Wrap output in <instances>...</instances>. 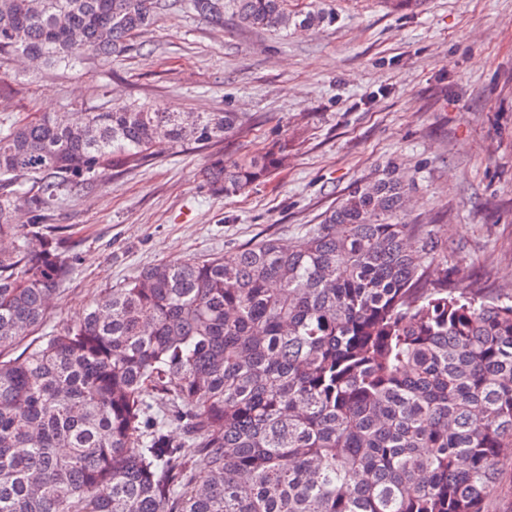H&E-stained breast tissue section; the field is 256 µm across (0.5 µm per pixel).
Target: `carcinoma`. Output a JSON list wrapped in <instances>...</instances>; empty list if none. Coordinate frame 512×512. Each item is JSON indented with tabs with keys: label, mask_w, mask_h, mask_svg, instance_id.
Masks as SVG:
<instances>
[{
	"label": "carcinoma",
	"mask_w": 512,
	"mask_h": 512,
	"mask_svg": "<svg viewBox=\"0 0 512 512\" xmlns=\"http://www.w3.org/2000/svg\"><path fill=\"white\" fill-rule=\"evenodd\" d=\"M178 2L224 22V0H0V58L108 61ZM232 5L261 29L324 20L288 0ZM246 129L237 112L145 105L0 129V512H499L512 300L478 301L462 269L448 287L441 229L408 221L395 166L297 245L148 266L15 354L77 263L58 207L159 141ZM287 161L274 142L204 177L241 193Z\"/></svg>",
	"instance_id": "1"
}]
</instances>
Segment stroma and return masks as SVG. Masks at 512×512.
Here are the masks:
<instances>
[{
    "label": "stroma",
    "mask_w": 512,
    "mask_h": 512,
    "mask_svg": "<svg viewBox=\"0 0 512 512\" xmlns=\"http://www.w3.org/2000/svg\"><path fill=\"white\" fill-rule=\"evenodd\" d=\"M330 21L280 35L225 9L214 24L160 12L103 65L0 64V128L24 114L239 112L222 142L156 147L149 162L102 172L57 210L80 257L50 311L81 313L143 267L231 254L266 238L301 240L353 186L392 165L414 184L409 219L445 234L449 268L480 297L512 295V0H288ZM288 145V163L237 195L202 181L217 155Z\"/></svg>",
    "instance_id": "obj_1"
}]
</instances>
